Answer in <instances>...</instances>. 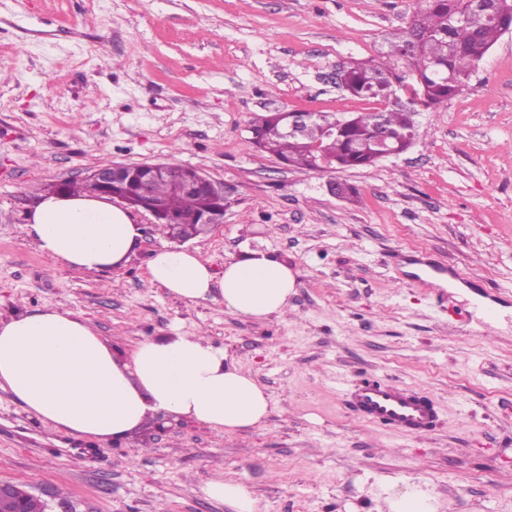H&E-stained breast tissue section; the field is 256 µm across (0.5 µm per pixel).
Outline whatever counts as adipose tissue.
Listing matches in <instances>:
<instances>
[{"mask_svg":"<svg viewBox=\"0 0 512 512\" xmlns=\"http://www.w3.org/2000/svg\"><path fill=\"white\" fill-rule=\"evenodd\" d=\"M28 235L56 265L99 272L131 259L141 228L109 197L56 193L36 201ZM146 279L184 301L212 299L255 320L285 314L296 283L286 263L263 251L225 263L219 275L196 253L167 246L150 256ZM0 388L54 432L104 442L142 431L161 414L236 432L264 424L272 407L265 387L206 337H149L122 361L88 319L53 307L0 318ZM200 492L229 512H259L249 488L223 470Z\"/></svg>","mask_w":512,"mask_h":512,"instance_id":"obj_1","label":"adipose tissue"}]
</instances>
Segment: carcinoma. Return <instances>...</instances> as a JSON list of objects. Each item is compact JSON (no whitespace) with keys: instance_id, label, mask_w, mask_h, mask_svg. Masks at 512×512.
<instances>
[{"instance_id":"carcinoma-1","label":"carcinoma","mask_w":512,"mask_h":512,"mask_svg":"<svg viewBox=\"0 0 512 512\" xmlns=\"http://www.w3.org/2000/svg\"><path fill=\"white\" fill-rule=\"evenodd\" d=\"M466 0H418L417 8L389 40L382 60L352 62L339 71L341 87L351 96L375 104L352 119L320 112L297 135L281 132L276 112L252 129L247 146L276 155L299 169L324 172L368 167L380 161L378 114H383L388 146L405 152L419 136L413 116L439 106L468 86L473 71L486 53L512 28V0H497L472 26L461 29L452 19L462 14ZM409 94L407 101L397 92ZM127 179L113 187L134 200L140 181L150 175L145 164L126 166ZM153 200L162 205L172 223L157 230L170 238L189 239L199 233L205 214L219 207L211 192L175 191L169 182H152Z\"/></svg>"}]
</instances>
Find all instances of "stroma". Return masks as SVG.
Returning <instances> with one entry per match:
<instances>
[{
  "instance_id": "stroma-1",
  "label": "stroma",
  "mask_w": 512,
  "mask_h": 512,
  "mask_svg": "<svg viewBox=\"0 0 512 512\" xmlns=\"http://www.w3.org/2000/svg\"><path fill=\"white\" fill-rule=\"evenodd\" d=\"M417 0H0V312L73 311L129 357L151 336L222 346L273 398L235 433L161 416L120 442L51 432L0 389V481L51 512H225L197 495L211 470L261 512H389L405 489L435 512H512V33L468 88L419 113L420 136L375 166L309 172L247 148L274 111H366L335 84L375 61ZM201 169L224 222L186 243L216 272L261 250L296 275L291 309L255 321L145 280L142 235L120 268H57L28 240L27 212L106 164ZM354 185L351 201L332 192ZM504 290V318L420 288L422 256ZM466 322L454 324L456 310ZM368 378L427 394L422 437L362 418L342 396Z\"/></svg>"
}]
</instances>
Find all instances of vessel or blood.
Instances as JSON below:
<instances>
[{
	"mask_svg": "<svg viewBox=\"0 0 512 512\" xmlns=\"http://www.w3.org/2000/svg\"><path fill=\"white\" fill-rule=\"evenodd\" d=\"M350 405L370 423L407 435L429 433L438 419L430 397L387 379L365 381L352 392Z\"/></svg>",
	"mask_w": 512,
	"mask_h": 512,
	"instance_id": "obj_1",
	"label": "vessel or blood"
}]
</instances>
